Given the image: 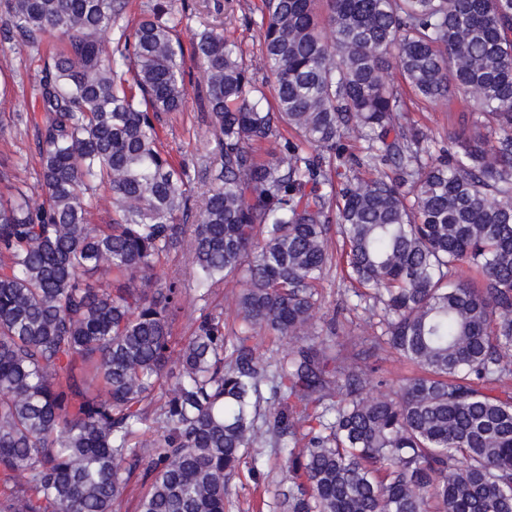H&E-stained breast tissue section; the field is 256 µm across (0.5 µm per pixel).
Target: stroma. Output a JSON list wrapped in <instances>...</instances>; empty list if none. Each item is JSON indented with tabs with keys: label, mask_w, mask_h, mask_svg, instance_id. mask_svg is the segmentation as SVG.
I'll use <instances>...</instances> for the list:
<instances>
[{
	"label": "stroma",
	"mask_w": 512,
	"mask_h": 512,
	"mask_svg": "<svg viewBox=\"0 0 512 512\" xmlns=\"http://www.w3.org/2000/svg\"><path fill=\"white\" fill-rule=\"evenodd\" d=\"M186 2L188 8L177 27L183 49H190L203 24H220L224 27L225 37L238 43L256 76H265L260 33L257 28L244 23L245 14L250 13L259 0H220L223 9L219 12L207 6L204 0ZM57 50L58 44L54 41L34 49L0 37V190L18 186L27 190L31 197L40 195L37 185L39 155L31 122L37 114V106L32 88ZM185 68L189 74L185 109L168 115L161 136L175 157L203 164L217 156V143L195 96L203 74L193 60H186ZM320 291L323 296L321 319H336L338 332L358 340L372 335L370 316L364 307L358 306L349 280L340 279L333 272L327 273ZM264 459V479L254 480L249 468L245 467L229 481L226 512H277L279 483L287 465L284 458L275 455L270 448L265 449Z\"/></svg>",
	"instance_id": "1"
}]
</instances>
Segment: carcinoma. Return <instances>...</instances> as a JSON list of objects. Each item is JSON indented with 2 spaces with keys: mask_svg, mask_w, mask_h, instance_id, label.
<instances>
[{
  "mask_svg": "<svg viewBox=\"0 0 512 512\" xmlns=\"http://www.w3.org/2000/svg\"><path fill=\"white\" fill-rule=\"evenodd\" d=\"M121 4L4 0L11 36L63 46L36 85L42 202L0 196V512H114L134 477L137 512H224L266 447L280 512H512V0H260L262 84L204 25L197 209L160 136L187 98L173 0L108 51ZM407 93L471 111L439 140ZM189 223L199 299L236 280L239 327L202 308L177 345L190 300L155 272ZM333 267L371 291V348L416 368L386 394L332 353L336 316L318 330Z\"/></svg>",
  "mask_w": 512,
  "mask_h": 512,
  "instance_id": "cac0c4a2",
  "label": "carcinoma"
}]
</instances>
